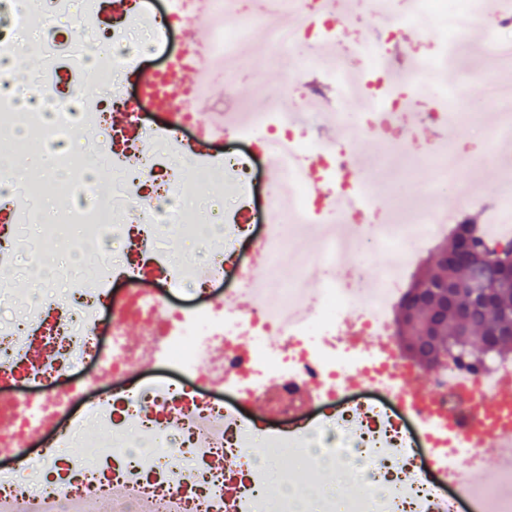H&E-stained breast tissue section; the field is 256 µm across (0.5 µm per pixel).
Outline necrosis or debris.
<instances>
[{"label":"necrosis or debris","mask_w":512,"mask_h":512,"mask_svg":"<svg viewBox=\"0 0 512 512\" xmlns=\"http://www.w3.org/2000/svg\"><path fill=\"white\" fill-rule=\"evenodd\" d=\"M368 2L380 23L350 50L336 24L339 0H256L248 16L240 0H167L160 11L144 0H0V44L41 55L47 66L19 95L0 94V189L22 201L21 223H39L35 192L15 183L12 163L21 145H55L54 170L74 195L57 211L52 245L76 256L116 248L123 255L80 273L55 299L47 297L51 275L32 276L17 293L5 258L23 241L0 225V307L16 311L0 316V385L34 389L23 399L25 415L0 404V512H85L91 500L102 512H463L473 500L483 512H512V447L487 482L479 449L449 438L442 419L398 390L411 365L393 336L394 308L422 249L469 218L476 192L458 173L479 159L440 151L434 204L363 234L352 225L358 211L394 206L419 188L403 172L382 180L378 162L362 178L343 175L363 134L409 128L424 98L431 124L466 123L498 144L490 162L503 175L498 209L507 218L512 11L489 0ZM484 17V66L447 84L451 54L470 44L474 20ZM190 23L207 28L205 51L166 50ZM402 26L433 35L419 62L427 83L395 85L386 76ZM257 35L294 62L300 90L257 83L259 109L216 111L208 131L195 132L190 102L207 97L218 74L233 98L242 48ZM156 51L161 65L145 69V54ZM90 67L103 94L82 89ZM185 70L193 84L168 97L171 79ZM475 84L477 99L469 94ZM483 104L492 123L478 115ZM116 111L126 113L125 124L113 125ZM326 122L335 123V138L318 136ZM75 125L97 137L96 159L59 152ZM312 153L322 158L313 171ZM265 155L283 166L277 186L259 194ZM185 163L222 202L220 214L183 205ZM174 236L198 243L199 256L173 265L166 244ZM379 250L398 262L374 277L365 259ZM247 251L264 267L263 281L252 279ZM229 281L235 290L217 297ZM132 322L147 332L150 355L126 342ZM272 335L280 338L273 346ZM362 335L371 345L344 342ZM30 342L45 359L26 355ZM151 364L157 372L145 374ZM81 370L80 385L61 386ZM351 375L362 377L360 390L347 385ZM426 375L444 402L454 388L491 391L512 377V358L477 372L447 364ZM270 385L280 417L261 431L248 406ZM271 452L301 465L271 472ZM314 471L356 476L362 492L336 500L318 491Z\"/></svg>","instance_id":"4bbe7bcc"}]
</instances>
